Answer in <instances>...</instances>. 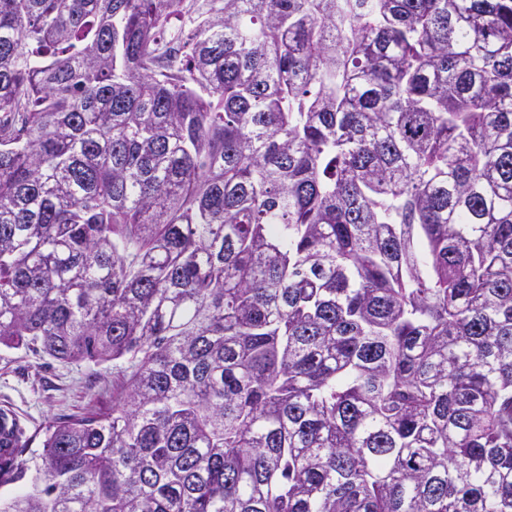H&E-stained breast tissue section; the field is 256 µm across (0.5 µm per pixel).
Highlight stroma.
<instances>
[{"instance_id": "35a3bbf8", "label": "stroma", "mask_w": 512, "mask_h": 512, "mask_svg": "<svg viewBox=\"0 0 512 512\" xmlns=\"http://www.w3.org/2000/svg\"><path fill=\"white\" fill-rule=\"evenodd\" d=\"M93 407H112L111 363L63 362L0 346V410L13 412L32 436L30 452L40 453L36 436L54 419Z\"/></svg>"}]
</instances>
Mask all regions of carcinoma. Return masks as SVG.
<instances>
[{"mask_svg": "<svg viewBox=\"0 0 512 512\" xmlns=\"http://www.w3.org/2000/svg\"><path fill=\"white\" fill-rule=\"evenodd\" d=\"M0 346V512H512V0H0ZM91 406L112 409V362H63L0 346V410L13 412L27 436L39 433L29 453H41L50 422Z\"/></svg>", "mask_w": 512, "mask_h": 512, "instance_id": "carcinoma-1", "label": "carcinoma"}]
</instances>
